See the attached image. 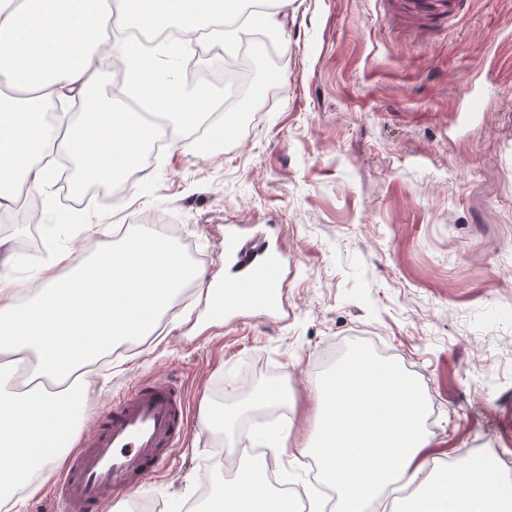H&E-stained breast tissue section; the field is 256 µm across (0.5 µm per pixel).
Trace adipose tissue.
<instances>
[{
	"label": "adipose tissue",
	"instance_id": "ef3b65f1",
	"mask_svg": "<svg viewBox=\"0 0 512 512\" xmlns=\"http://www.w3.org/2000/svg\"><path fill=\"white\" fill-rule=\"evenodd\" d=\"M243 0H0V209L23 188L53 177L47 151L72 157L86 181H115L140 157L152 133L118 107L83 111L63 137L43 122L44 101L86 97L101 64L121 60L134 89L178 125L198 122L208 98H185L162 84L149 55L122 38L172 24L183 33L224 26ZM13 259L0 237V512L18 490L37 494L49 467L66 458L92 393L89 368L114 345L151 333L187 281L185 263L154 229L122 245L101 242L92 258L59 251L33 277L5 269ZM321 424L307 453L322 463L340 512H372L390 485L423 483L417 512H512V476L475 455L442 480L427 476V401L395 367L355 353L317 393ZM266 471L236 474L204 512H290Z\"/></svg>",
	"mask_w": 512,
	"mask_h": 512
}]
</instances>
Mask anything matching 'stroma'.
<instances>
[{"label": "stroma", "mask_w": 512, "mask_h": 512, "mask_svg": "<svg viewBox=\"0 0 512 512\" xmlns=\"http://www.w3.org/2000/svg\"><path fill=\"white\" fill-rule=\"evenodd\" d=\"M274 19L241 16V40L203 37L154 65L192 92L206 72L246 52L252 95L226 103L213 86L216 125L169 129L145 151V171L121 185L75 192L52 180L10 214L0 235L17 247L11 276L24 280L62 249L90 257L111 229L163 219L198 254L203 280L153 335L106 355L92 401L105 407L136 382L178 380L190 403L189 436L137 491L160 512L196 503L225 478L196 437L203 405L241 411L209 441L261 451L280 483L311 491L299 448L315 429L313 393L337 350L388 353L419 383L436 469L474 455L512 458V0H470L455 25L410 26L390 0H271ZM485 110L453 121L458 100ZM92 225L79 235L76 224ZM241 245L257 233L288 256L285 311L233 323L211 316L205 287L230 275L224 231ZM283 387L282 415L257 422L241 395ZM287 430L291 456L270 452Z\"/></svg>", "instance_id": "35a3bbf8"}]
</instances>
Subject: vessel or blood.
<instances>
[{"mask_svg": "<svg viewBox=\"0 0 512 512\" xmlns=\"http://www.w3.org/2000/svg\"><path fill=\"white\" fill-rule=\"evenodd\" d=\"M465 0H396L400 19H452ZM224 254L238 274L213 292L215 315L232 320L259 310L279 314L278 290L285 284L288 256L278 249L260 256L243 253L233 233L224 236ZM185 399L177 380L142 382L117 403L95 412L93 426L74 444L56 481V512H102L106 501L131 496L172 455L186 437Z\"/></svg>", "mask_w": 512, "mask_h": 512, "instance_id": "b4317fda", "label": "vessel or blood"}]
</instances>
